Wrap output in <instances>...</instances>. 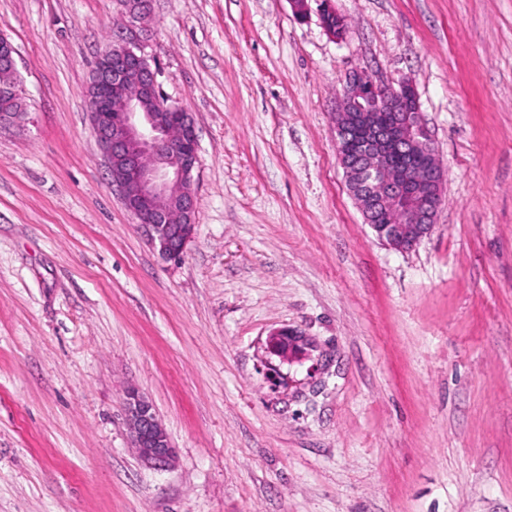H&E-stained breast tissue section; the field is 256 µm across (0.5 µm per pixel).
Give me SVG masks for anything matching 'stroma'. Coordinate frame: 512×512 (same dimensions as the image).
<instances>
[{"label": "stroma", "instance_id": "stroma-1", "mask_svg": "<svg viewBox=\"0 0 512 512\" xmlns=\"http://www.w3.org/2000/svg\"><path fill=\"white\" fill-rule=\"evenodd\" d=\"M0 0V512H512V0ZM131 28L198 135L163 260L112 189L87 86ZM413 84L436 225L378 240L336 154L348 75ZM288 327L315 345L270 354ZM175 449L140 461L124 396ZM16 55L17 52L14 45L1 33L0 56L4 59V64H2V59H0V65L2 64L0 66V88L17 98H22L23 88L18 81L19 71L17 68Z\"/></svg>", "mask_w": 512, "mask_h": 512}]
</instances>
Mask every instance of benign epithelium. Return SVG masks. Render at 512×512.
I'll list each match as a JSON object with an SVG mask.
<instances>
[{
  "mask_svg": "<svg viewBox=\"0 0 512 512\" xmlns=\"http://www.w3.org/2000/svg\"><path fill=\"white\" fill-rule=\"evenodd\" d=\"M125 14L143 19L148 0H122ZM16 48L0 34V88L23 97ZM87 95L90 121L105 165L124 207L167 260L183 257L195 229L193 174L199 164L198 136L190 113L168 103L157 82V67L142 48L119 39L97 57ZM336 151L365 223L389 247L405 251L429 235L443 201L445 170L420 120L418 106L402 92L377 87L356 72L339 98ZM419 152L431 163L407 160ZM378 212L393 224H375ZM308 342L281 328L267 341L270 353L304 359ZM132 446L139 459L164 467L174 448L153 404L135 389L125 396Z\"/></svg>",
  "mask_w": 512,
  "mask_h": 512,
  "instance_id": "benign-epithelium-1",
  "label": "benign epithelium"
}]
</instances>
